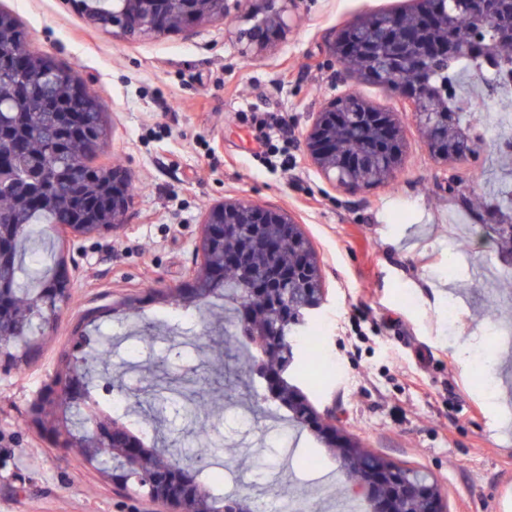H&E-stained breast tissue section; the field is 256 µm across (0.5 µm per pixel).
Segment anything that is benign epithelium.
Masks as SVG:
<instances>
[{
    "mask_svg": "<svg viewBox=\"0 0 512 512\" xmlns=\"http://www.w3.org/2000/svg\"><path fill=\"white\" fill-rule=\"evenodd\" d=\"M228 0H112V15L99 4H81L90 21L106 33L155 38L169 32H189L229 13ZM264 7L253 10L251 0H236L237 9L247 27L239 33L247 47L262 48L273 34L284 33L293 22L289 8L297 0H262ZM443 0H423L416 11L393 15V22L380 31L375 19L360 22L363 40L357 43L337 41L335 57L343 68L356 76H381L388 82V92L408 101L423 130L427 145L435 154L461 159L476 149L465 139L447 112L448 99L430 83L435 64L458 54L453 43L425 40L430 28L450 24L452 12L441 7ZM474 16L467 32L464 49L479 56L499 53L503 33L499 25L488 26V17L512 13V0H472ZM15 19L0 13V59L9 58ZM25 71L51 72L47 58L31 52L16 61ZM84 84L71 76L62 87L63 111L57 121L68 124L76 112ZM0 99L14 101L17 113L28 126L41 123L43 113L12 85L0 82ZM360 130L364 151L354 152L345 131ZM308 160L335 187L357 192L390 181L404 158V141L399 113L378 109L354 92L343 93L312 113L304 137ZM129 180L117 166L96 181L83 184V193L94 207L82 224L72 223L67 207L57 201L46 208L57 211L53 231L59 236L78 240L103 231H116L126 221L130 201L125 192ZM503 209L497 214L496 230L502 247L512 253V194H502ZM29 209L23 201L15 205L14 221L0 224V372H8L26 360L38 345L30 323L40 320L41 328L53 325L70 300L71 280L58 271L48 286L28 296L26 309L17 304L12 283L14 258L20 229ZM288 244L295 253L292 263L282 265L266 284L241 289L237 306L249 331L245 340L259 349L270 372L266 383L270 393L302 425L312 421L309 405L300 397V387L291 363L279 358L296 323L289 310L300 307L315 312L325 296L316 254L297 221L282 209L263 207L246 198L224 200L209 208L199 246L200 268L190 272L193 282L220 280L222 268H238L246 273L266 265L270 258ZM67 371L47 385L32 406L34 419L52 412L56 424L50 431L62 448H74L93 464L102 463L107 451L120 464L111 468V476L124 483L123 471L137 473L148 485V497L169 512H215L209 490L185 476V472L165 452L148 446L128 426L101 413L88 390V366L84 358H68ZM79 407L87 416L76 427L70 408ZM326 444L336 455L340 467L358 474L355 487L362 494L367 512H445L437 485L422 475L389 464L386 460L344 441L336 442L334 426L322 429Z\"/></svg>",
    "mask_w": 512,
    "mask_h": 512,
    "instance_id": "benign-epithelium-1",
    "label": "benign epithelium"
}]
</instances>
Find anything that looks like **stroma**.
<instances>
[{"label":"stroma","mask_w":512,"mask_h":512,"mask_svg":"<svg viewBox=\"0 0 512 512\" xmlns=\"http://www.w3.org/2000/svg\"><path fill=\"white\" fill-rule=\"evenodd\" d=\"M414 0H299V21L257 52L244 21H214L152 39L102 33L73 0H0L32 48L69 65L100 103L106 135L93 166L120 163L140 189L127 226L70 242L43 233L48 269H69L71 299L38 352L0 374V512H164L60 448L31 423L36 394L65 364L73 322L88 310L89 338L112 341L107 369L90 374L104 410L118 394L138 411L143 440L181 455L207 422L223 463V491L259 512L295 497L323 512L347 499L344 474L313 427L292 422L262 381L241 382L219 305L197 310L171 290L187 283L208 206L246 197L294 212L313 242L327 300L319 311L329 374L303 383L336 435L399 468L426 474L446 512H512V355L485 316L512 321V277L497 275V245L483 193L512 179V160L488 132L477 152L447 165L430 153L411 112L405 156L390 184L348 194L303 161L311 113L345 91L394 110L378 85L345 73L330 43L356 18L398 12ZM286 117L288 166L256 154L250 113ZM462 184L448 186L449 173ZM207 384L222 416L197 410L182 387ZM314 455L316 471L300 457Z\"/></svg>","instance_id":"obj_1"}]
</instances>
